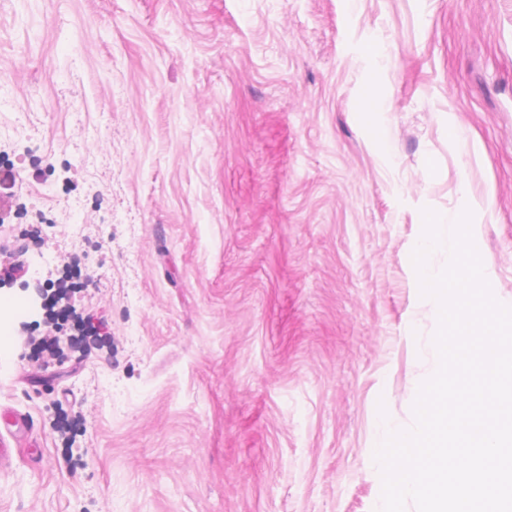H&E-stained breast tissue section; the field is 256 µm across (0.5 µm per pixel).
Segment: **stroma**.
Listing matches in <instances>:
<instances>
[{"instance_id":"stroma-1","label":"stroma","mask_w":512,"mask_h":512,"mask_svg":"<svg viewBox=\"0 0 512 512\" xmlns=\"http://www.w3.org/2000/svg\"><path fill=\"white\" fill-rule=\"evenodd\" d=\"M0 162V258L44 285L78 254L112 336L38 381L0 292L38 444L0 512H374L378 411L412 426L436 361L423 209L471 208L512 305V0H0ZM55 421L57 428L64 434H68L71 439L80 435L77 433H81L86 429L85 421L81 415L70 413L68 410L63 409L62 406L55 417Z\"/></svg>"}]
</instances>
